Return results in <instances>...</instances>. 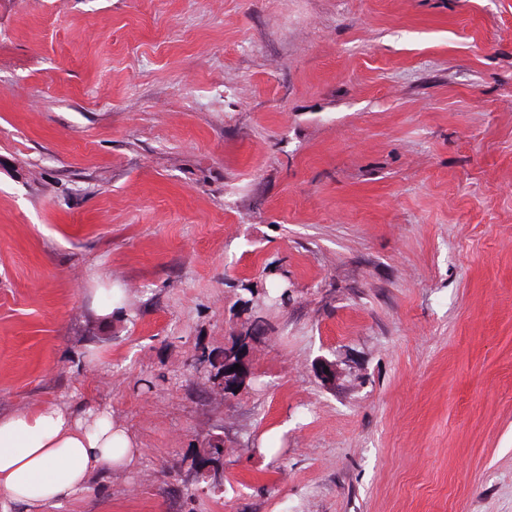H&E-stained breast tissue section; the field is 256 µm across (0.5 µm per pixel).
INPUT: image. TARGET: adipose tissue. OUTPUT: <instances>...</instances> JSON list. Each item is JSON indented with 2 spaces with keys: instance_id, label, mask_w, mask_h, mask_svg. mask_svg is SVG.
<instances>
[{
  "instance_id": "1",
  "label": "adipose tissue",
  "mask_w": 512,
  "mask_h": 512,
  "mask_svg": "<svg viewBox=\"0 0 512 512\" xmlns=\"http://www.w3.org/2000/svg\"><path fill=\"white\" fill-rule=\"evenodd\" d=\"M141 455L127 426L85 404L0 414V512L62 507Z\"/></svg>"
}]
</instances>
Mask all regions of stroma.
I'll use <instances>...</instances> for the list:
<instances>
[{"mask_svg": "<svg viewBox=\"0 0 512 512\" xmlns=\"http://www.w3.org/2000/svg\"><path fill=\"white\" fill-rule=\"evenodd\" d=\"M84 401L46 512H512V0H0V412ZM273 288H275L274 292L278 294L275 298L270 296V291L266 288H261L260 290L247 289L251 297L246 301V303L251 304L250 309L254 312L256 322L264 321L263 314L265 313L268 304L270 301H273V299H275V301H280L282 304L288 302V288H280L277 285ZM208 448L199 449L187 471H192L193 476L191 479L183 478L182 481L186 486L194 487V492H190V496H195V491L201 490L203 493L216 494L223 493L224 486V448L220 446L211 445ZM209 457L210 462L214 464V470L208 475H199L197 471V464L200 459ZM220 472V473H219Z\"/></svg>", "mask_w": 512, "mask_h": 512, "instance_id": "obj_1", "label": "stroma"}]
</instances>
